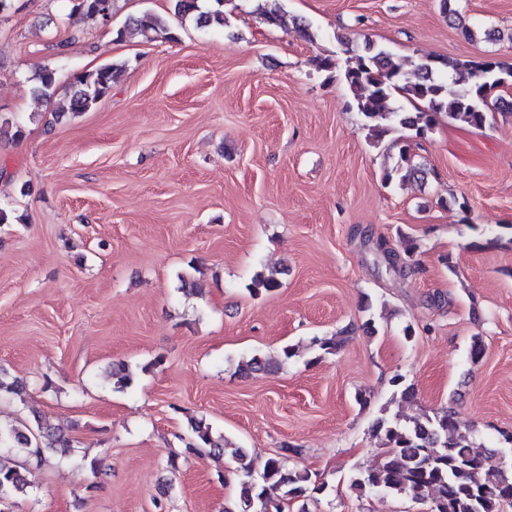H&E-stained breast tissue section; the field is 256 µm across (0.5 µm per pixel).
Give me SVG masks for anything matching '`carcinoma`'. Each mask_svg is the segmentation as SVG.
Returning <instances> with one entry per match:
<instances>
[{
	"label": "carcinoma",
	"instance_id": "carcinoma-1",
	"mask_svg": "<svg viewBox=\"0 0 512 512\" xmlns=\"http://www.w3.org/2000/svg\"><path fill=\"white\" fill-rule=\"evenodd\" d=\"M74 8L95 22L107 26L112 20L114 0H73ZM174 15L182 20L193 18L205 27L222 29L227 24L224 0H173ZM258 13L264 24L286 25L282 0H261ZM141 36L146 40H174L176 36L169 18L162 15L147 20L131 19L116 31L118 39ZM343 64L325 57L318 61L322 70L336 74L354 96L362 119L361 128L374 144L399 128L423 136L442 121L481 129L489 123L492 112L483 106L486 94L503 79L512 78V70L493 64L480 68L478 60H452L428 57L409 64L371 42L361 50L346 48ZM125 65L107 63L94 70L74 76L66 112L78 116L90 111L112 91L124 72ZM447 73L459 86L450 94L440 78ZM32 92L41 98L50 97L55 84L53 70L44 68L33 77ZM397 96L412 106L407 111L393 105ZM399 146L395 163L384 169V180L400 182L423 181L428 172L414 162L410 145L397 138ZM379 263L386 270L402 274L406 259L414 251L408 240L400 249L390 246L384 238L377 239ZM281 282L270 273L253 279L254 291H274ZM345 343L342 336L315 337L311 345L323 354H334ZM292 345L282 348L279 358L252 354L238 361L240 374L249 376L268 373L296 356ZM115 389L124 391L136 382L137 370L119 363L112 368ZM26 385L8 381L0 368V397L22 399ZM189 434L183 439L185 453H208L220 456L231 442L203 418L188 419ZM373 436L379 442L377 462L353 474L349 480L352 491L359 495L383 493L410 497L429 503L431 512H501L512 503V464L497 469L485 468V459L474 446L472 432L461 429L452 411L442 408L419 417L396 413L376 419ZM72 440L60 428L36 423L32 428L24 422L0 423V507L10 509L16 500L28 495V465L48 463L51 453L65 455ZM238 479L237 498L224 512H288L290 505L314 499L328 491V484L307 467L285 468L280 459L267 458L257 464L246 448L231 452Z\"/></svg>",
	"mask_w": 512,
	"mask_h": 512
}]
</instances>
